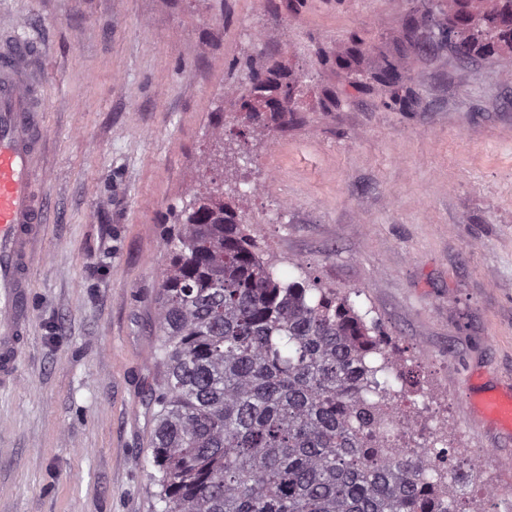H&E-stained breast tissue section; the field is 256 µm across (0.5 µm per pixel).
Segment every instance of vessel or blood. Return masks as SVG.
<instances>
[{"instance_id": "b4317fda", "label": "vessel or blood", "mask_w": 512, "mask_h": 512, "mask_svg": "<svg viewBox=\"0 0 512 512\" xmlns=\"http://www.w3.org/2000/svg\"><path fill=\"white\" fill-rule=\"evenodd\" d=\"M36 51L18 37L0 48V387L14 386L31 310L30 272L46 224V135L35 107ZM469 406L512 436V382L466 394Z\"/></svg>"}]
</instances>
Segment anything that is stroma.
Wrapping results in <instances>:
<instances>
[{
	"label": "stroma",
	"mask_w": 512,
	"mask_h": 512,
	"mask_svg": "<svg viewBox=\"0 0 512 512\" xmlns=\"http://www.w3.org/2000/svg\"><path fill=\"white\" fill-rule=\"evenodd\" d=\"M420 8L0 0V41L38 49L50 202L19 382L0 390V512H161L155 297L173 217L211 177L284 280L375 322L404 419L480 449L464 512L512 487V441L460 398L474 371L512 380V54L439 46ZM272 60L294 103L253 123L247 74ZM389 68L397 85L375 79Z\"/></svg>",
	"instance_id": "obj_1"
}]
</instances>
